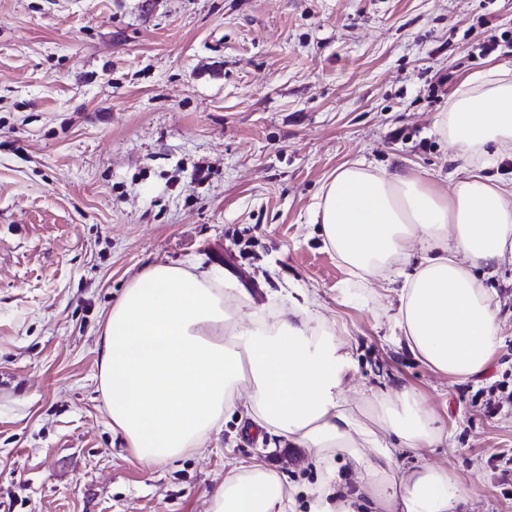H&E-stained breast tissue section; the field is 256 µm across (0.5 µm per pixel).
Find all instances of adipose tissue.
Listing matches in <instances>:
<instances>
[{"mask_svg": "<svg viewBox=\"0 0 512 512\" xmlns=\"http://www.w3.org/2000/svg\"><path fill=\"white\" fill-rule=\"evenodd\" d=\"M439 128L461 160L462 176L448 188L357 161L338 168L311 220L354 275L403 278L395 328L433 372L464 383L484 374L504 345L484 282L512 262V186L485 176L482 163L512 156V79L491 72L459 90ZM416 254L417 270L406 272ZM223 277L192 263L155 264L106 316L100 388L134 456L166 463L211 447L225 416L242 409L268 438L314 458L321 480L310 512H353L337 475L344 457L371 512L465 505L448 468L399 466L402 451L450 439L414 389L371 393L359 416L345 398L354 359L319 331L310 298L292 301L278 322L247 323L226 309ZM298 493L266 463L231 459L207 512H296Z\"/></svg>", "mask_w": 512, "mask_h": 512, "instance_id": "obj_1", "label": "adipose tissue"}]
</instances>
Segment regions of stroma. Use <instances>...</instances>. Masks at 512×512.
I'll return each instance as SVG.
<instances>
[{"label":"stroma","instance_id":"1","mask_svg":"<svg viewBox=\"0 0 512 512\" xmlns=\"http://www.w3.org/2000/svg\"><path fill=\"white\" fill-rule=\"evenodd\" d=\"M512 0H0V512H207L224 458L315 484L303 448L224 420L214 448L136 458L100 389L106 314L149 266L204 258L269 320L305 292L356 361L345 396L407 386L452 434L469 512H512V266L486 281L505 345L457 383L396 339L400 282L365 283L311 221L344 164L445 187L449 99L512 54ZM205 167L204 178L195 175Z\"/></svg>","mask_w":512,"mask_h":512}]
</instances>
